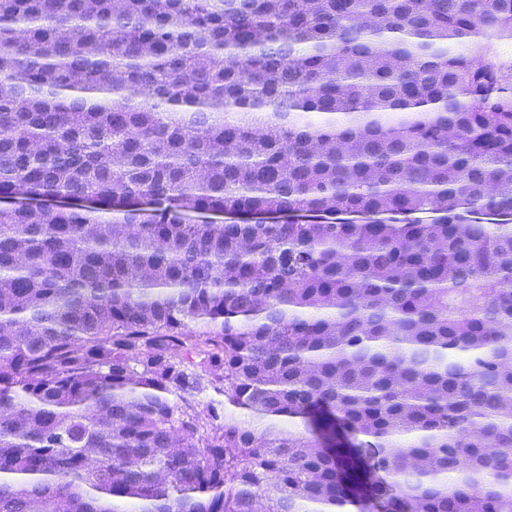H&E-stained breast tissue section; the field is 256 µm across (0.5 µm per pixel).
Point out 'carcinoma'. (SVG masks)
Returning a JSON list of instances; mask_svg holds the SVG:
<instances>
[{"label":"carcinoma","mask_w":512,"mask_h":512,"mask_svg":"<svg viewBox=\"0 0 512 512\" xmlns=\"http://www.w3.org/2000/svg\"><path fill=\"white\" fill-rule=\"evenodd\" d=\"M505 40L0 0V512H512Z\"/></svg>","instance_id":"cac0c4a2"}]
</instances>
